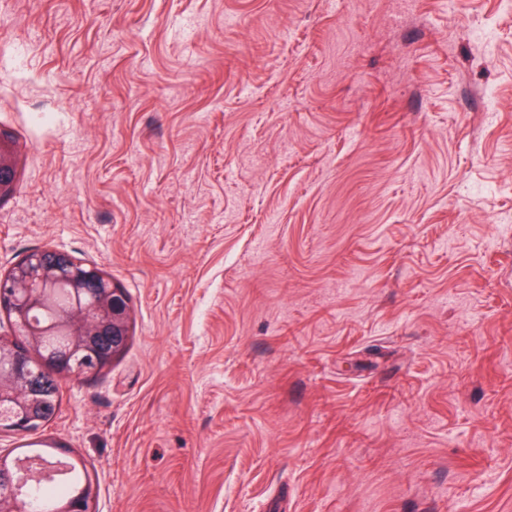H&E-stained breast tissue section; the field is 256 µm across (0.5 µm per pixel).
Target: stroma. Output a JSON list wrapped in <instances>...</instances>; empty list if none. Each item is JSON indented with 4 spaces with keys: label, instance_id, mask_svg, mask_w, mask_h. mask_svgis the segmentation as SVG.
Returning <instances> with one entry per match:
<instances>
[{
    "label": "stroma",
    "instance_id": "obj_1",
    "mask_svg": "<svg viewBox=\"0 0 512 512\" xmlns=\"http://www.w3.org/2000/svg\"><path fill=\"white\" fill-rule=\"evenodd\" d=\"M1 131L135 312L96 512H512V0H0Z\"/></svg>",
    "mask_w": 512,
    "mask_h": 512
}]
</instances>
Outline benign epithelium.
Segmentation results:
<instances>
[{
    "instance_id": "1",
    "label": "benign epithelium",
    "mask_w": 512,
    "mask_h": 512,
    "mask_svg": "<svg viewBox=\"0 0 512 512\" xmlns=\"http://www.w3.org/2000/svg\"><path fill=\"white\" fill-rule=\"evenodd\" d=\"M15 190L14 150L0 137V199ZM53 286L69 288L71 305L60 313L57 324L67 336L63 355L40 359L45 327L36 318L45 291ZM0 312L8 317L13 335L23 337L16 346L0 339V406L12 409L11 419L0 431L16 435L35 432L41 423L36 407L44 379L51 375L78 378V363L92 357L96 366L107 365L128 344L134 310L125 291L112 276L77 262L65 251L35 249L0 274ZM30 480L48 479L53 471L32 474L24 462L0 454V481L11 486L0 491V512H35L22 483L12 484L11 469ZM96 492L91 485L63 502L55 512H94Z\"/></svg>"
}]
</instances>
